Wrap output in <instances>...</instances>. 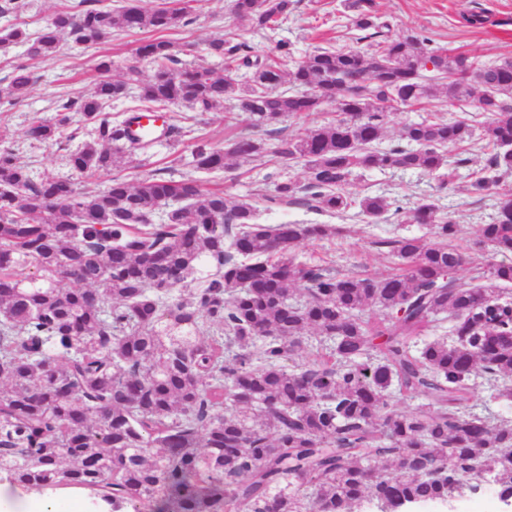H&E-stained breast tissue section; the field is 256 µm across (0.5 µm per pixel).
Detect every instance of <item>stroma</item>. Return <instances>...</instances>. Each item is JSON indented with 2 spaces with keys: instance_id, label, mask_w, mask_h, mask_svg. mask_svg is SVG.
<instances>
[{
  "instance_id": "1",
  "label": "stroma",
  "mask_w": 512,
  "mask_h": 512,
  "mask_svg": "<svg viewBox=\"0 0 512 512\" xmlns=\"http://www.w3.org/2000/svg\"><path fill=\"white\" fill-rule=\"evenodd\" d=\"M78 0H28L27 8L0 14V33L12 26L23 25L37 31L60 9L72 7ZM374 10L388 21L394 33L415 30L432 39L434 44L456 53L483 61L512 57V0H373ZM474 8L485 9L489 22L482 28L472 29L462 23V13ZM345 0H296L294 11L280 21L273 30L252 31L250 25L237 19L230 11V0H194L187 26L173 32L175 45L193 44V51H181L184 65H203L215 74H223L222 60L206 55L204 47L213 37L235 33L249 41L256 52L274 53L279 43L292 49V61H301L316 48L340 45L358 50L365 43L357 31L347 24ZM140 34L124 32L106 42L93 46H77L62 41L56 57L34 60L28 57L25 45L12 44L0 48V81L10 75L13 67L24 64L33 72L36 82L28 97L15 105L0 102V146L11 148L19 161L28 164L34 177H66L74 182L78 191L87 192L101 185V174H79L68 163V156L83 142L92 140L93 128L80 116H73L68 127L69 138L36 141L26 135L33 114L51 118L55 115L58 99L79 93H89L98 74L95 66L100 56L112 58L113 78H123L128 68L139 70L141 77L152 73L149 61L135 52ZM444 117L463 118L473 126H483L487 116L476 101L463 104L440 98L432 100L428 109L395 107L388 114L383 135L387 144L397 143L405 124L427 117L429 112ZM187 110L184 106L170 107L171 123L181 126L182 136L177 142H162L151 149L131 150L113 167V174L135 179L156 172H168L174 179L192 177L203 188H221L226 198L250 200L259 211L263 224H335L343 226L345 234L330 240L310 239L294 248L297 261L325 269L333 274L381 276L396 268L398 260L391 250L390 241L405 236H429V227L412 223L414 207L429 198L445 207L456 222L459 232L456 242L471 244L478 225L490 222L498 201L496 191L476 193L471 182L475 172L485 162L479 145H468L466 155L471 162L460 178L448 188H440L436 176L425 173L367 171L355 177L347 187L351 196L386 194L395 199L400 214H386L370 223L350 210L340 215H326L308 208L302 200L288 203L280 201L275 188L283 181L302 184L306 181L303 162L279 156L276 149L281 139H293L327 121L324 112L292 117L281 123L280 135H271L254 126L250 116L236 111L234 102H225L223 108L198 113L195 122L183 125ZM240 135L265 142L267 151L258 158L233 162L230 168L213 174L197 170L192 151L198 142L223 147Z\"/></svg>"
}]
</instances>
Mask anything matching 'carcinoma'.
I'll return each instance as SVG.
<instances>
[{"label":"carcinoma","mask_w":512,"mask_h":512,"mask_svg":"<svg viewBox=\"0 0 512 512\" xmlns=\"http://www.w3.org/2000/svg\"><path fill=\"white\" fill-rule=\"evenodd\" d=\"M80 4L34 33L13 27L0 44L46 59L65 37L89 46L147 30L154 37L136 50L154 65L139 83L142 112L174 103L210 112L230 99L273 134L290 117L332 109L340 118L277 150L305 161V189L320 213L397 214L386 195L356 200L345 185L369 170L451 184L469 159L444 148L477 138L491 152L473 190L512 175V57L489 64L413 30L394 35L372 0L348 4L365 50L318 48L284 69L220 35L205 51L224 59L223 77L178 67L167 35L188 24L190 5ZM294 8L293 0H235L234 15L261 30ZM242 68L245 83L232 77ZM96 69L102 79L89 94L27 129L56 140L69 113H81L95 131L70 155L82 174L109 172L126 148L150 144L108 111L137 71L114 79L107 56ZM33 83L28 66H15L0 100L22 101ZM440 94L477 100L490 115L480 134L461 119H422L397 144L379 146L389 109ZM264 150L242 136L223 148L200 142L192 157L219 172ZM163 208L165 222L153 223ZM413 220L439 241H393L400 272L336 275L297 262L292 248L339 237V226L259 224L251 203L160 173L113 176L80 194L68 179H34L1 148L0 476L40 493L88 495L106 512H420L485 489L511 500L512 420L478 413L470 381L480 376L512 402V298L502 296L512 262L487 263L486 284L469 287L456 277L464 255L444 244L458 233L449 214L424 199ZM473 245L512 254L509 191ZM190 276L197 284L185 298ZM308 330L319 346L290 369L285 361ZM394 389L425 403L399 411Z\"/></svg>","instance_id":"cac0c4a2"}]
</instances>
